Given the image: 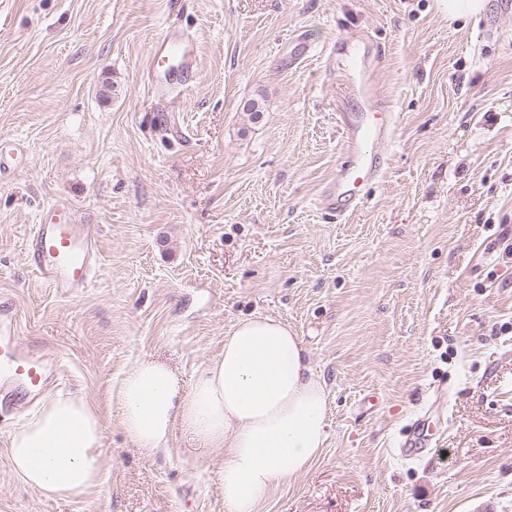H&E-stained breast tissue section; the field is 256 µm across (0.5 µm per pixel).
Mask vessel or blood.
I'll list each match as a JSON object with an SVG mask.
<instances>
[{
    "instance_id": "vessel-or-blood-1",
    "label": "vessel or blood",
    "mask_w": 512,
    "mask_h": 512,
    "mask_svg": "<svg viewBox=\"0 0 512 512\" xmlns=\"http://www.w3.org/2000/svg\"><path fill=\"white\" fill-rule=\"evenodd\" d=\"M381 50L363 33L342 36L332 43L329 56L344 68L346 87L358 106L339 115L343 133L342 160L321 195L326 208L344 216L363 202L369 187L382 179L385 148L391 143L397 117L377 89L372 60ZM197 64L194 42L173 31L161 41L150 61L151 69L164 70L169 82L162 96L184 90L183 76ZM30 263L40 280L62 296L87 288L98 267V227L76 224L67 204L46 208L35 227ZM43 353L20 344L12 316L0 314V410L20 411L37 400L51 384ZM426 439L421 427H413L399 451L407 459L423 457Z\"/></svg>"
}]
</instances>
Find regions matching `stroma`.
I'll return each instance as SVG.
<instances>
[{
  "mask_svg": "<svg viewBox=\"0 0 512 512\" xmlns=\"http://www.w3.org/2000/svg\"><path fill=\"white\" fill-rule=\"evenodd\" d=\"M196 71L148 83L171 30ZM366 32L398 114L384 177L339 218L321 192L354 101L328 56ZM309 51L295 57L296 40ZM262 105L259 118L246 106ZM0 312L61 365L52 394L104 416L103 483L42 497L12 472L0 512H224V452L175 431L144 455L109 394L140 359L181 387L239 319L301 337L329 391L328 439L260 512H512V8L448 19L434 0H0ZM99 227L89 288L56 295L26 258L43 211ZM429 453L398 445L420 414Z\"/></svg>",
  "mask_w": 512,
  "mask_h": 512,
  "instance_id": "obj_1",
  "label": "stroma"
}]
</instances>
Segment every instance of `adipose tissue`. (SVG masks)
Here are the masks:
<instances>
[{
    "label": "adipose tissue",
    "instance_id": "adipose-tissue-1",
    "mask_svg": "<svg viewBox=\"0 0 512 512\" xmlns=\"http://www.w3.org/2000/svg\"><path fill=\"white\" fill-rule=\"evenodd\" d=\"M110 402L136 448L165 451L175 429L224 451L226 512H258L277 483L306 473L327 441L328 390L296 331L281 319L237 320L224 349L181 389L153 360L137 362L113 387ZM103 418L76 395L44 401L10 435L17 478L49 499H79L100 486Z\"/></svg>",
    "mask_w": 512,
    "mask_h": 512
}]
</instances>
